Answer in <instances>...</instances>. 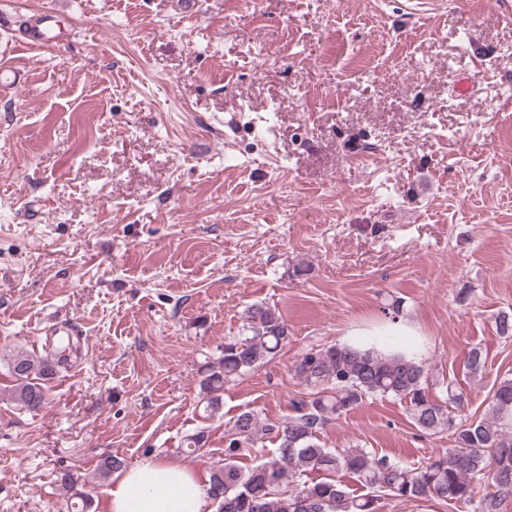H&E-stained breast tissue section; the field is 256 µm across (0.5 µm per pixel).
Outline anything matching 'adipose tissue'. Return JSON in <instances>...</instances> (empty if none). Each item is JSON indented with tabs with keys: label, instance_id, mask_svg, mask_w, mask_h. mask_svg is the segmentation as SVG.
<instances>
[{
	"label": "adipose tissue",
	"instance_id": "1",
	"mask_svg": "<svg viewBox=\"0 0 512 512\" xmlns=\"http://www.w3.org/2000/svg\"><path fill=\"white\" fill-rule=\"evenodd\" d=\"M341 345L376 349L419 359L425 345L417 325L399 319L385 329L354 327L340 338ZM208 480L168 461L149 458L112 477L107 512H212Z\"/></svg>",
	"mask_w": 512,
	"mask_h": 512
}]
</instances>
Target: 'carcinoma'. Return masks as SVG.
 I'll use <instances>...</instances> for the list:
<instances>
[{
    "mask_svg": "<svg viewBox=\"0 0 512 512\" xmlns=\"http://www.w3.org/2000/svg\"><path fill=\"white\" fill-rule=\"evenodd\" d=\"M286 343L282 317L270 307L251 306L242 334L225 340L221 357L203 367L200 391L210 415L220 410L224 387L276 357ZM486 363L481 348L470 350L471 374H483ZM7 366L14 378L12 400L29 412L42 410L47 396L37 377L53 374L54 366L25 352L13 355ZM294 374L303 392L293 399L288 419L269 424L253 410L237 415L224 439V462L210 470L208 494L215 512H378L383 494L473 503L475 512H499L512 497V378L493 386L488 415L458 421L432 398L418 361L334 343L304 353ZM374 397L405 403L421 432H449L452 448L412 467L357 446L321 445L320 429ZM266 438L277 444L275 455L251 467L238 464L242 449ZM343 471L367 492L353 494L337 478ZM311 473L320 478L297 482ZM60 481L86 508L78 490L82 476L67 472Z\"/></svg>",
    "mask_w": 512,
    "mask_h": 512,
    "instance_id": "obj_1",
    "label": "carcinoma"
}]
</instances>
